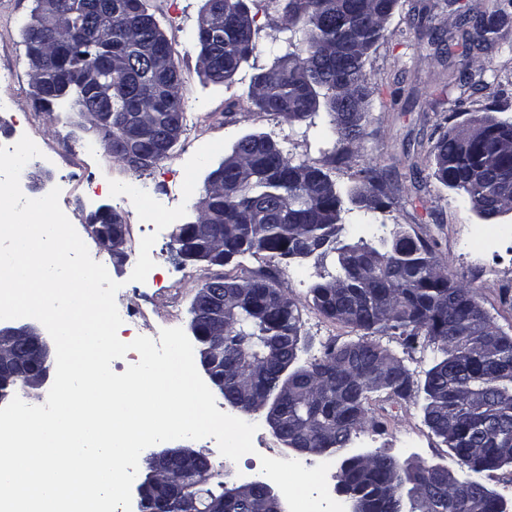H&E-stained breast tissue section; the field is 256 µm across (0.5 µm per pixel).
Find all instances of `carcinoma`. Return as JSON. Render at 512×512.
<instances>
[{"label":"carcinoma","instance_id":"1","mask_svg":"<svg viewBox=\"0 0 512 512\" xmlns=\"http://www.w3.org/2000/svg\"><path fill=\"white\" fill-rule=\"evenodd\" d=\"M65 2L71 11L63 20L68 28L59 33L53 50L69 45L75 52L63 53L56 71L44 75V83L66 79L73 71L99 62L103 54L84 47L83 35L86 21L96 19L112 27V48L128 60L125 68L112 73L114 115L129 114L139 103L149 109L142 133L147 147L162 127L183 123L180 74L173 73L172 81L164 84L144 60L155 41L171 50L168 39L160 29L150 30L145 38L131 30L132 22L153 17L146 0ZM265 2L280 12L282 22L271 38L273 63L250 87L254 104L290 122L306 120L322 110L330 117L328 134L337 137V143L359 141L366 111L342 124L336 104L355 97L368 99L366 61L383 37L398 0ZM244 7L242 0H205L203 12L214 16L219 36L198 32L199 54L211 58V66L201 74L214 84L232 80L255 49L260 29L252 24L240 31L235 24ZM509 25L512 0L490 18L477 21L474 31L465 30L449 43L448 55L467 59L474 50L491 45ZM473 150L489 162L494 176L499 167L512 165L509 158L493 157V148L482 139L474 142ZM433 157L435 176L442 185L462 192L473 210L484 202L482 190L455 184L474 157H460L451 134L438 138ZM222 165L224 185L235 191L216 197L204 210L208 231L193 224L176 227L179 238L192 243V263L218 264L215 252L219 249L235 259L267 251L294 260L296 238H322L326 247L318 256L335 255L336 274L313 286V303L325 316L362 332L354 341L323 345L320 356L301 364L299 352L293 350L301 340L298 306L291 300L286 309L266 302L269 289L275 287L267 275L226 279L224 289H233L236 295L224 299L227 327L216 364L224 368V386L218 387L224 400L235 408L239 388L245 385L273 395L288 382L295 396L281 404L282 426L275 431L276 437L289 447L311 426L320 424L326 429L320 437L323 454L334 455L369 423L371 394L382 390L406 398L413 391L408 372L393 376L383 389L372 386L371 360L395 358L373 337L391 334L411 346L424 336L436 349L423 384L425 423L448 447L450 458L466 467L468 490H487L488 474L512 464L511 455L498 452L512 445V336L480 307L475 289L456 287V280L438 264L428 241L397 227L379 246L362 239L343 243L345 201L367 210L390 205L379 169L370 164L361 168V190L345 192L323 169L292 162L263 134L239 138ZM368 193L376 195L370 203L365 199ZM190 313L191 329L202 353L212 347V336L204 316L194 307ZM474 314L483 318L487 328L499 332L491 354L480 350L485 337L473 333ZM330 367L336 368V379L320 381L319 376ZM450 413L462 421L461 432L453 439L448 438ZM195 455L210 463L209 479L195 483L193 460L173 469L167 485L154 486L148 476L144 482L147 509L184 512L183 499L190 497L202 508L222 502L224 512H254L255 500L270 490L265 482L255 480L248 495L230 498L233 485L226 481L224 466L211 463L207 453L197 450ZM369 465L373 471L365 473L348 456L341 461L336 478L352 491L365 492L377 512L393 509L399 485L407 489L411 512H479L460 490H448V479H437L434 470L414 468L409 459L402 462L376 450Z\"/></svg>","mask_w":512,"mask_h":512}]
</instances>
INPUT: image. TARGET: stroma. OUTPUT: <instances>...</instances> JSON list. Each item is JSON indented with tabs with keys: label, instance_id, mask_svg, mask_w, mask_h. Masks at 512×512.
Returning a JSON list of instances; mask_svg holds the SVG:
<instances>
[{
	"label": "stroma",
	"instance_id": "1",
	"mask_svg": "<svg viewBox=\"0 0 512 512\" xmlns=\"http://www.w3.org/2000/svg\"><path fill=\"white\" fill-rule=\"evenodd\" d=\"M502 0H398L386 24L385 36L371 51L366 70L370 87L365 135L354 145L336 149L327 137V113L314 123L288 122L261 111L249 96L252 77L267 69L273 56L269 38H260L247 63L232 83L215 85L197 67V29L205 0H147L165 32L181 76L185 131L172 155L156 167L132 172L108 156L98 139L79 129V118L67 105L46 112L36 107L21 28L29 18L33 0H0V100L7 112L0 116V146L29 132L49 142L57 153L42 166L47 188L69 191L66 157L79 154L95 174L94 191L71 206L69 220L77 233L90 226L89 216L107 205L126 226L122 255H114L97 241H89L91 257L120 282L118 297L125 306L139 308L154 329H189L192 302L206 280L265 274L300 310V354L308 360L321 344L356 338L352 327L326 318L312 303L311 287L335 273L334 257L310 256L289 262L260 251L224 266L181 263L173 248L176 225L195 219L194 202L204 191L208 174L233 144L250 133L269 135L293 162H307L328 171L343 189L358 188V171L371 164L384 170L383 191L389 208L345 214L347 242L376 244L389 238L395 227L411 235L436 241L435 255L453 277L471 285L481 307L495 324L512 334V307L501 301L503 289H512V241L494 247L478 246L476 227L492 231L512 226V213L486 220L463 204L460 195L434 176L432 147L444 133L469 122L492 116L512 121V26L501 31L493 47L481 54L478 65L466 66L446 54L448 38L456 34L459 15L471 11L489 14ZM146 186L149 198L136 195L134 185ZM174 223H166L165 214ZM423 394L407 398L374 395L370 415L382 430L364 428L352 441L355 450H383L399 459L449 463L448 449L424 423ZM256 424L254 452L232 461L221 455L215 439H179V448L209 453L224 465L234 484L258 479L261 469L295 468L287 485H273L285 512H297L299 502L325 488L335 512L347 504L335 491L337 462L324 457L294 454L275 437L263 413L245 417Z\"/></svg>",
	"mask_w": 512,
	"mask_h": 512
}]
</instances>
